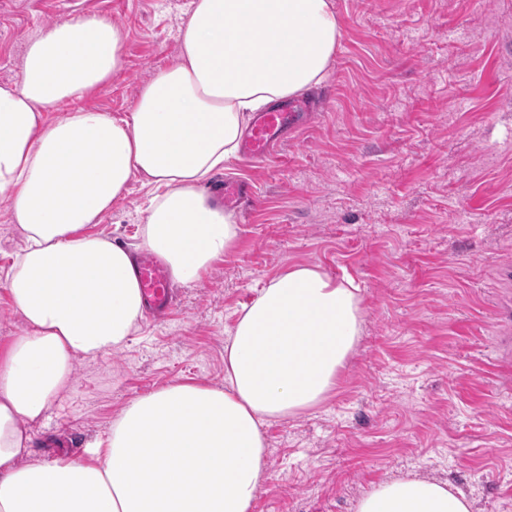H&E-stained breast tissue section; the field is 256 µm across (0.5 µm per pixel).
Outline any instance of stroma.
Masks as SVG:
<instances>
[{"mask_svg": "<svg viewBox=\"0 0 512 512\" xmlns=\"http://www.w3.org/2000/svg\"><path fill=\"white\" fill-rule=\"evenodd\" d=\"M189 0H0V84L30 37L77 15L125 33L122 68L84 107L133 111L179 49ZM342 35L307 125L244 181L233 254L175 284L166 319L77 359L32 429L31 457L80 459L135 397L182 379L224 384V341L271 278L316 264L352 279L364 335L335 391L266 429L255 512H355L386 481L448 484L472 512H512V0H332ZM152 189L135 180L90 226L138 241ZM24 246L0 200V347L23 329L6 276Z\"/></svg>", "mask_w": 512, "mask_h": 512, "instance_id": "35a3bbf8", "label": "stroma"}]
</instances>
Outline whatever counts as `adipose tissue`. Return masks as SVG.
Returning <instances> with one entry per match:
<instances>
[{
	"instance_id": "obj_1",
	"label": "adipose tissue",
	"mask_w": 512,
	"mask_h": 512,
	"mask_svg": "<svg viewBox=\"0 0 512 512\" xmlns=\"http://www.w3.org/2000/svg\"><path fill=\"white\" fill-rule=\"evenodd\" d=\"M340 36L329 0H190L177 55L126 117L81 105L121 70L124 34L109 18L30 38L19 76L0 85V198L25 238L6 282L24 328L0 349V512H254L265 426L320 405L364 331L359 287L319 265L288 268L241 309L223 386L178 381L134 398L82 459L24 464L28 426L71 384L75 359L124 347L144 311L132 250L89 226L141 180L153 194L140 248L175 281L200 282L239 235L206 182L237 156L253 113L325 81ZM357 512L471 504L409 477L370 490Z\"/></svg>"
}]
</instances>
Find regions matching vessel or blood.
I'll return each instance as SVG.
<instances>
[{"label": "vessel or blood", "mask_w": 512, "mask_h": 512, "mask_svg": "<svg viewBox=\"0 0 512 512\" xmlns=\"http://www.w3.org/2000/svg\"><path fill=\"white\" fill-rule=\"evenodd\" d=\"M311 102L304 97L295 98L257 113L246 133L243 154L252 161L266 160L274 147L283 141L285 131L304 125ZM250 196L248 187L239 181H225L219 195L222 206L239 207ZM134 274L143 293L144 305L155 318H164L173 301V279L169 270L151 255H141L135 262Z\"/></svg>", "instance_id": "1"}]
</instances>
